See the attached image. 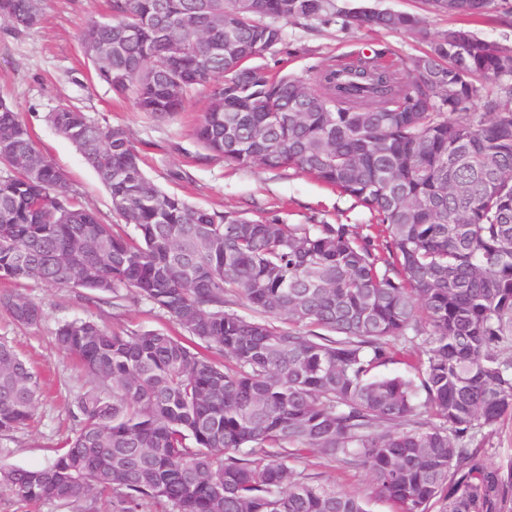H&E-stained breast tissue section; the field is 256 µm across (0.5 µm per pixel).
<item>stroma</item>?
<instances>
[{"instance_id": "stroma-1", "label": "stroma", "mask_w": 512, "mask_h": 512, "mask_svg": "<svg viewBox=\"0 0 512 512\" xmlns=\"http://www.w3.org/2000/svg\"><path fill=\"white\" fill-rule=\"evenodd\" d=\"M107 0H44L33 28L13 31L0 25V98L21 113L37 147L64 170L82 200L103 221L115 223L108 193L82 154L50 124L48 115L76 104L96 121L129 131L147 173L190 204L216 213L236 211L251 219L279 217L287 224H348L364 232L371 215L353 198L294 170L238 166L220 157H205L194 130L208 105L201 87L183 112L156 120L140 112L131 96H118L99 84L84 55L80 32L87 20L105 16ZM285 40L265 61L270 69L304 74L330 56H345L380 46L391 47L403 61L425 50L420 38L363 29L288 23ZM21 294L42 309L33 327L16 324L0 307V339L24 358L41 382L32 417L24 428L0 436V468H42L50 464L76 427L73 397L89 382L77 360L60 350L55 331L75 318H91L112 331L128 334L157 330L181 335V328L150 302L127 298L113 307L110 298L76 287H49L36 280H0V296ZM292 467L362 498L368 512H398V505L376 495L369 473L346 468L327 456L311 453Z\"/></svg>"}]
</instances>
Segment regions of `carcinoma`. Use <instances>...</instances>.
Returning a JSON list of instances; mask_svg holds the SVG:
<instances>
[{"mask_svg": "<svg viewBox=\"0 0 512 512\" xmlns=\"http://www.w3.org/2000/svg\"><path fill=\"white\" fill-rule=\"evenodd\" d=\"M488 20L512 0H424ZM81 34L94 76L156 119L198 87L195 128L239 166L293 169L356 199L368 233L284 224L187 203L141 168L127 131L78 106L49 115L108 192L105 223L0 102V279L133 293L185 340L59 325L90 387L78 425L39 469H0L26 502L103 497L112 512H368L363 500L288 465L317 451L368 471L401 512H512V456L469 448L512 415V42L462 25L436 31L407 70L389 49L328 57L301 76L259 59L294 21L338 19L417 35L414 13L336 0H110ZM37 0H0V22H40ZM206 78L197 79L200 69ZM242 298L255 312L238 313ZM35 326L40 307L0 297ZM414 376L378 368L405 354ZM224 355L217 361L202 349ZM38 382L0 340V435L30 419Z\"/></svg>", "mask_w": 512, "mask_h": 512, "instance_id": "carcinoma-1", "label": "carcinoma"}]
</instances>
